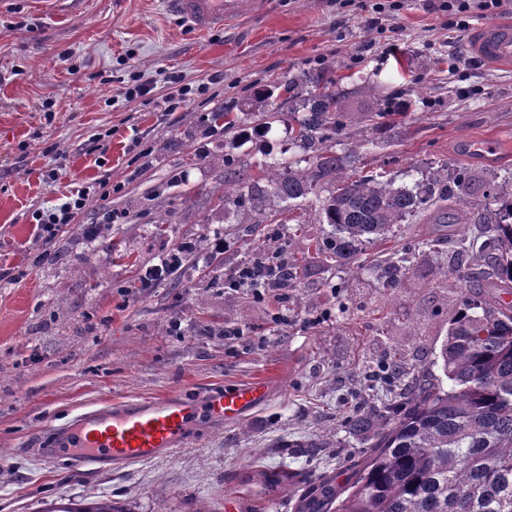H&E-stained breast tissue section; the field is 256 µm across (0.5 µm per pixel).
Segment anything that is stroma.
<instances>
[{"label": "stroma", "instance_id": "obj_1", "mask_svg": "<svg viewBox=\"0 0 512 512\" xmlns=\"http://www.w3.org/2000/svg\"><path fill=\"white\" fill-rule=\"evenodd\" d=\"M443 2L268 0L263 13L198 34L161 0H0V512H41L58 496L107 499L123 512H291L292 488L264 491L239 476L251 463L282 461L303 478L352 455L345 441L315 455L303 443L340 433L336 399L358 392L364 359L394 351L441 376L435 361L470 284L451 275L448 259L419 250L441 232L428 214L391 240L363 243L358 262L340 267L309 245L329 230L316 198L297 228L224 222L211 194L224 188L225 161L254 173L300 158L287 117L328 89L347 117L332 150L356 152L359 171L400 184L440 164L470 172L481 189L448 217L456 236L472 239L484 188L512 172V68L456 64L467 39L449 31ZM378 3L380 34L366 24ZM139 74L152 90L127 101ZM172 74L208 82L209 100L167 111ZM286 76L297 98L255 101ZM389 101L398 115L377 122ZM269 105L282 117L265 131ZM224 110L239 126L205 138L204 117ZM107 130L106 150H96ZM52 168L57 182L43 183ZM176 175L188 198L180 206L169 186ZM80 187L91 193L75 225L108 224L127 258L74 225L44 244L37 213ZM163 217L162 239L154 226ZM217 234L222 263L210 266ZM274 241L304 258L294 288L261 299L225 289V272ZM182 246L198 254L195 267L139 287L163 252ZM403 247L416 259L399 288L382 287L377 264ZM278 314L287 324H275ZM228 326L263 345L226 343ZM258 378L266 404L221 427L199 421L185 446L158 459L88 472L36 447L40 432L101 403L172 392L202 400Z\"/></svg>", "mask_w": 512, "mask_h": 512}]
</instances>
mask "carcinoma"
<instances>
[{
	"mask_svg": "<svg viewBox=\"0 0 512 512\" xmlns=\"http://www.w3.org/2000/svg\"><path fill=\"white\" fill-rule=\"evenodd\" d=\"M334 92H319L293 118L292 143L310 154L307 166L274 162L250 177L233 162L224 164V184L215 208L239 224H260L272 203L305 200L325 182L319 218L331 227L322 244L341 265L353 263L365 240H384L407 218L433 210L436 224L448 223L446 202L468 194L471 175L448 179V166L433 168L413 185L379 175L358 176L356 154L338 156L329 146L345 130ZM422 246L451 252L456 270L477 282L496 280L512 290V174L488 195L479 235L466 242L452 236ZM415 252L403 249L378 266L385 288H396ZM287 262L290 288L298 277L296 258L283 246L254 255L251 262ZM448 388L429 367L386 358L389 396L363 401L344 416L351 441L364 449L344 473L326 468L307 479L280 467H257L240 475L244 484L266 490L295 486L292 512H512V302L467 292L450 320L441 350Z\"/></svg>",
	"mask_w": 512,
	"mask_h": 512,
	"instance_id": "carcinoma-1",
	"label": "carcinoma"
}]
</instances>
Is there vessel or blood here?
Returning a JSON list of instances; mask_svg holds the SVG:
<instances>
[{
	"mask_svg": "<svg viewBox=\"0 0 512 512\" xmlns=\"http://www.w3.org/2000/svg\"><path fill=\"white\" fill-rule=\"evenodd\" d=\"M265 0H164L165 10L197 33L223 27L225 20L259 12ZM468 48L480 60L512 67V20L473 30ZM270 397L257 380L227 386L200 401L188 396L104 403L74 416L53 431L52 456L75 469L130 465L171 453L186 444L201 419L216 425L241 420Z\"/></svg>",
	"mask_w": 512,
	"mask_h": 512,
	"instance_id": "1",
	"label": "vessel or blood"
}]
</instances>
